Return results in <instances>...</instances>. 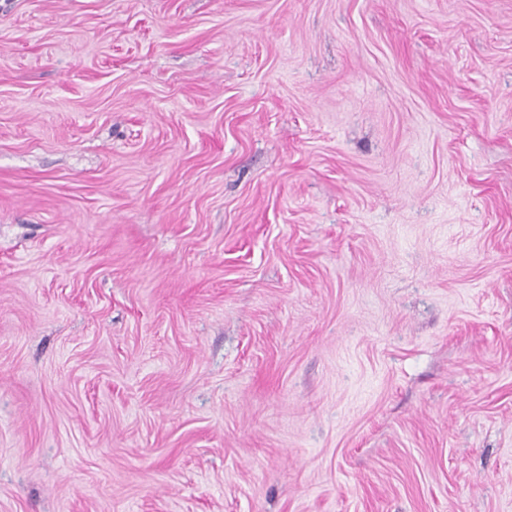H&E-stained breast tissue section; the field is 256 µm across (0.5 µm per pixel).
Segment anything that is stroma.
Segmentation results:
<instances>
[{
  "label": "stroma",
  "instance_id": "35a3bbf8",
  "mask_svg": "<svg viewBox=\"0 0 512 512\" xmlns=\"http://www.w3.org/2000/svg\"><path fill=\"white\" fill-rule=\"evenodd\" d=\"M0 512H512V0H0Z\"/></svg>",
  "mask_w": 512,
  "mask_h": 512
}]
</instances>
